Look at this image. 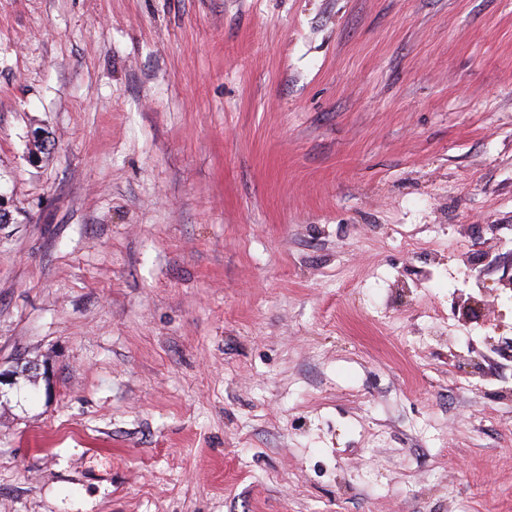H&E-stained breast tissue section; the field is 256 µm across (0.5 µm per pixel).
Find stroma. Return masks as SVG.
I'll use <instances>...</instances> for the list:
<instances>
[{
    "instance_id": "obj_1",
    "label": "stroma",
    "mask_w": 512,
    "mask_h": 512,
    "mask_svg": "<svg viewBox=\"0 0 512 512\" xmlns=\"http://www.w3.org/2000/svg\"><path fill=\"white\" fill-rule=\"evenodd\" d=\"M0 206V512H512V0H0Z\"/></svg>"
}]
</instances>
